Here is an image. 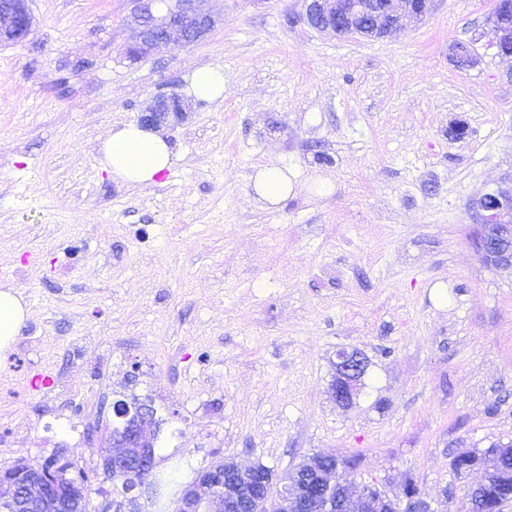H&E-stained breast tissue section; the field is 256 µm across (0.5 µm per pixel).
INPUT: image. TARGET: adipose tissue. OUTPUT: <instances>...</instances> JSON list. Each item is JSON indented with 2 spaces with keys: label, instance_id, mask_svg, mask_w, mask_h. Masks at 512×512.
<instances>
[{
  "label": "adipose tissue",
  "instance_id": "1",
  "mask_svg": "<svg viewBox=\"0 0 512 512\" xmlns=\"http://www.w3.org/2000/svg\"><path fill=\"white\" fill-rule=\"evenodd\" d=\"M103 163L112 176L124 182L149 186L171 170L177 157L159 134L135 124L113 129L101 146ZM30 311L13 287H0V353L8 350Z\"/></svg>",
  "mask_w": 512,
  "mask_h": 512
}]
</instances>
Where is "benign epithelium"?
I'll use <instances>...</instances> for the list:
<instances>
[{
    "instance_id": "7a95c632",
    "label": "benign epithelium",
    "mask_w": 512,
    "mask_h": 512,
    "mask_svg": "<svg viewBox=\"0 0 512 512\" xmlns=\"http://www.w3.org/2000/svg\"><path fill=\"white\" fill-rule=\"evenodd\" d=\"M30 0H0V43L19 44L33 26ZM209 0H170L160 13L156 0H131L133 42L128 51L145 54L159 44L187 47L206 38L217 20L208 8ZM435 0H304V23L334 35L382 39L409 24H420L431 13ZM498 54L512 55V17L495 5L487 18ZM449 60L456 67L474 68L480 58L467 43L452 45ZM185 112L182 98L156 97L140 116L142 126L158 129L170 116ZM480 215L482 233L476 248L483 261L499 270H512V185L500 186L474 202ZM335 374L330 385L336 405L349 407L363 387L368 361L357 350L342 349L336 354ZM115 415L126 421L117 448L103 456L104 474L122 481L130 494L148 485L152 474L154 433L151 410L147 406L130 409L122 402L113 406ZM313 482L299 481L293 471L278 480L266 468L254 463L243 466L235 460L200 470L175 501L172 512H261L273 502L286 512H328L330 503H321L323 486L336 490V508L357 497L359 512H433L431 503L418 491L395 495L376 487L354 488L344 465L334 454L315 453L301 465ZM86 497L85 486L71 479L63 488L42 466L18 463L0 471V499L7 512H76Z\"/></svg>"
}]
</instances>
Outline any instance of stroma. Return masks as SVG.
Masks as SVG:
<instances>
[{"label": "stroma", "mask_w": 512, "mask_h": 512, "mask_svg": "<svg viewBox=\"0 0 512 512\" xmlns=\"http://www.w3.org/2000/svg\"><path fill=\"white\" fill-rule=\"evenodd\" d=\"M493 7L436 0L367 40L303 24L302 0H210L205 40L133 58L130 0H31L27 40L0 44V264L30 307L0 356V470L67 457L98 474L87 512H116L104 448L135 396L161 430L132 512H169L223 458L283 475L319 451L360 457L359 485L414 476L435 512L463 499L454 456L512 440V273L476 252L472 208L512 182ZM207 66L224 97L160 128L171 171L112 178L104 137ZM266 165L295 185L273 209ZM342 349L369 363L346 409ZM450 51L449 60L456 67L474 68L480 63V58L467 43H454ZM253 179L258 201L271 206L287 197L292 189L287 168L264 166L259 168Z\"/></svg>", "instance_id": "stroma-1"}]
</instances>
